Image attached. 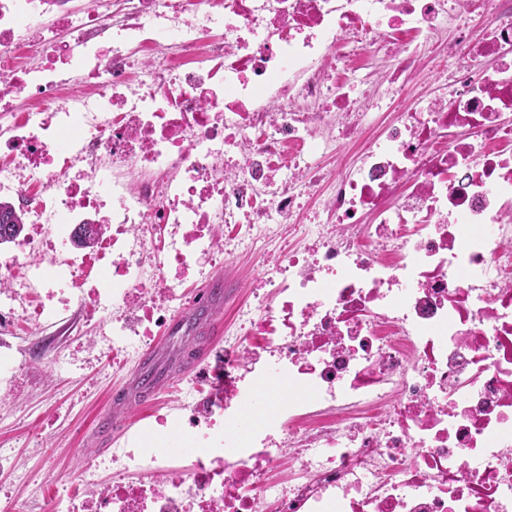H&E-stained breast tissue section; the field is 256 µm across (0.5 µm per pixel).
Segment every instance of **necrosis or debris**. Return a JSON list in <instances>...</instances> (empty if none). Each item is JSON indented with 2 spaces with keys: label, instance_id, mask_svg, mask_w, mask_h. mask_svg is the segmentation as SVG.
Returning <instances> with one entry per match:
<instances>
[{
  "label": "necrosis or debris",
  "instance_id": "1",
  "mask_svg": "<svg viewBox=\"0 0 512 512\" xmlns=\"http://www.w3.org/2000/svg\"><path fill=\"white\" fill-rule=\"evenodd\" d=\"M69 2L0 0V194L39 230L0 256V331L75 302L124 365L189 288L261 271L210 390L46 512H512V0ZM449 26L451 82L411 102ZM385 46L389 102L351 97Z\"/></svg>",
  "mask_w": 512,
  "mask_h": 512
}]
</instances>
